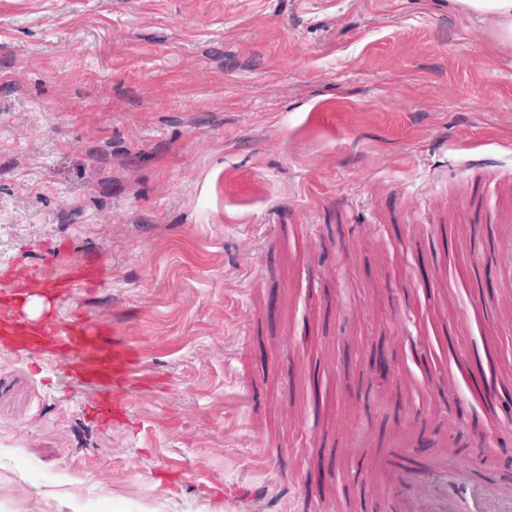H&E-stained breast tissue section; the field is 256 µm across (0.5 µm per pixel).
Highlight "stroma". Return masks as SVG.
I'll use <instances>...</instances> for the list:
<instances>
[{
    "instance_id": "stroma-1",
    "label": "stroma",
    "mask_w": 512,
    "mask_h": 512,
    "mask_svg": "<svg viewBox=\"0 0 512 512\" xmlns=\"http://www.w3.org/2000/svg\"><path fill=\"white\" fill-rule=\"evenodd\" d=\"M99 255L60 313L152 383L103 427L0 347V512H308L338 449L319 512H360L415 413L512 486L461 372L512 381V43L454 0H0V264ZM381 350L399 417L358 395Z\"/></svg>"
}]
</instances>
